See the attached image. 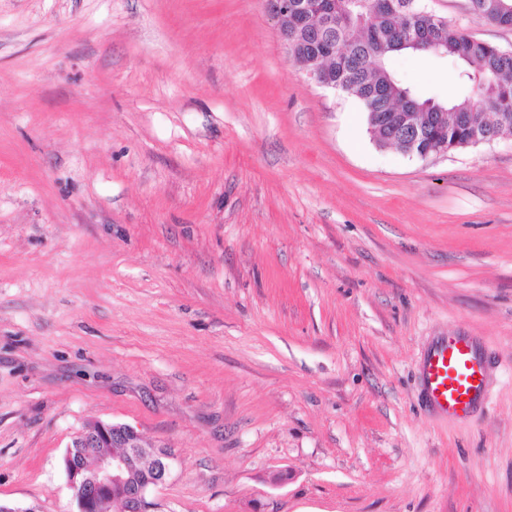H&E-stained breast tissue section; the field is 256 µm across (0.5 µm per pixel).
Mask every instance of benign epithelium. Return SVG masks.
Masks as SVG:
<instances>
[{"label": "benign epithelium", "mask_w": 512, "mask_h": 512, "mask_svg": "<svg viewBox=\"0 0 512 512\" xmlns=\"http://www.w3.org/2000/svg\"><path fill=\"white\" fill-rule=\"evenodd\" d=\"M271 16L277 21L281 39L290 43L295 37L288 23L309 15H324L331 26H336V9L331 0H266ZM469 8L502 17L512 11L508 0H485ZM397 126L408 141V153L421 158L448 152V144L438 143V135L417 125L415 113H395ZM147 456L150 470L141 477L129 474V460ZM172 454L153 444L142 434L126 425L95 421L79 432L67 447L64 467L70 488L77 502L78 512H100L112 504V492H121L125 512H155V504L148 500V491L162 484L171 469Z\"/></svg>", "instance_id": "7a95c632"}]
</instances>
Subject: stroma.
<instances>
[{
	"instance_id": "stroma-1",
	"label": "stroma",
	"mask_w": 512,
	"mask_h": 512,
	"mask_svg": "<svg viewBox=\"0 0 512 512\" xmlns=\"http://www.w3.org/2000/svg\"><path fill=\"white\" fill-rule=\"evenodd\" d=\"M454 333L490 359L462 420L417 371ZM97 420L171 449L157 512H512V134L378 147L265 0H0V501L77 512Z\"/></svg>"
}]
</instances>
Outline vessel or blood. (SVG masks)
<instances>
[{"label": "vessel or blood", "mask_w": 512, "mask_h": 512, "mask_svg": "<svg viewBox=\"0 0 512 512\" xmlns=\"http://www.w3.org/2000/svg\"><path fill=\"white\" fill-rule=\"evenodd\" d=\"M426 406L443 418H465L488 395L487 364L480 346L462 334L434 341L418 365Z\"/></svg>", "instance_id": "b4317fda"}]
</instances>
